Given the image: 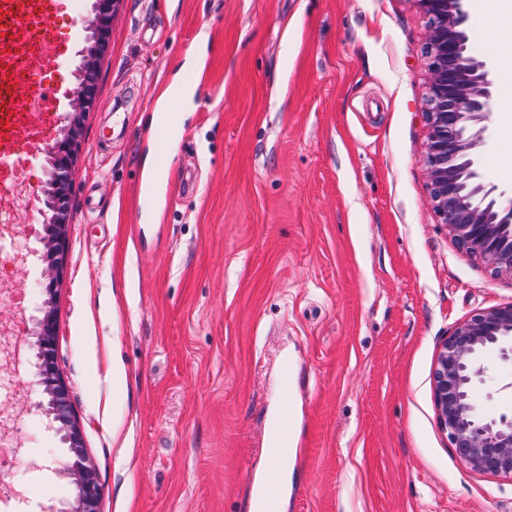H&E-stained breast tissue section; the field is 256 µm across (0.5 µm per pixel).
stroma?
I'll list each match as a JSON object with an SVG mask.
<instances>
[{"label":"stroma","instance_id":"obj_1","mask_svg":"<svg viewBox=\"0 0 512 512\" xmlns=\"http://www.w3.org/2000/svg\"><path fill=\"white\" fill-rule=\"evenodd\" d=\"M75 83L92 0H59ZM512 35V0L470 13ZM425 27L412 0H118L72 170L57 356L100 512H248L270 457L282 363L293 370L282 512H512V478L467 469L441 431L433 374L459 322L512 305V277L470 258L429 203L422 117ZM206 47L199 94L180 113L159 206L143 205L156 89ZM17 88L25 196L16 223L40 250L44 150L63 109ZM512 96L499 92L480 171L512 197ZM0 250V318L15 324L20 385L0 455L17 512L72 498L68 454L38 408L22 331L44 295L41 268ZM471 394L512 414V364L486 353Z\"/></svg>","mask_w":512,"mask_h":512}]
</instances>
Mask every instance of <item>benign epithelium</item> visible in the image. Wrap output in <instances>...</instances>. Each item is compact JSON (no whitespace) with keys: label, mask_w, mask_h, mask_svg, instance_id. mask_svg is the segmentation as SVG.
<instances>
[{"label":"benign epithelium","mask_w":512,"mask_h":512,"mask_svg":"<svg viewBox=\"0 0 512 512\" xmlns=\"http://www.w3.org/2000/svg\"><path fill=\"white\" fill-rule=\"evenodd\" d=\"M118 0H94V17L84 27L87 46L69 93V110L59 134L46 148L48 180L43 201L45 265L39 314L24 331L37 350V407L53 417L56 433L70 443L63 475L75 488L63 509L51 512H100V485L95 465L84 449L83 431L73 415L68 386L57 362L55 286L67 255L68 202L71 170L79 149L82 116L96 104L99 58L107 46L112 14ZM426 20L422 56L428 73L423 110L427 128L425 163L430 202L438 223L467 255L486 263L497 275L512 276V198L501 199L477 167L486 122L494 102L489 65L469 54L467 0H413ZM494 350L512 363V305L475 314L456 325L440 347L433 374V396L439 427L460 460L470 469L512 477V416L476 411L473 387L484 382V352Z\"/></svg>","instance_id":"7a95c632"}]
</instances>
